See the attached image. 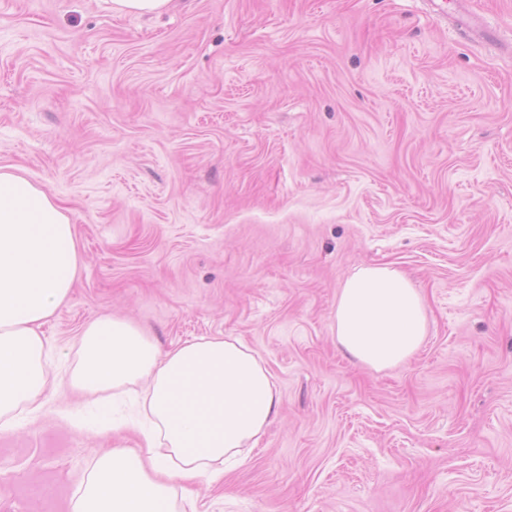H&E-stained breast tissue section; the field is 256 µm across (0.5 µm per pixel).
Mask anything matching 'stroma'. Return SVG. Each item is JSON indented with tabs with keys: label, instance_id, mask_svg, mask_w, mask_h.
Masks as SVG:
<instances>
[{
	"label": "stroma",
	"instance_id": "obj_1",
	"mask_svg": "<svg viewBox=\"0 0 512 512\" xmlns=\"http://www.w3.org/2000/svg\"><path fill=\"white\" fill-rule=\"evenodd\" d=\"M0 0V165L73 216L80 273L44 326L78 362L108 312L162 350L239 338L280 413L198 512H512V0ZM387 265L427 337L349 360L341 284ZM0 436V512H71L108 434L49 373ZM113 12L135 17L155 16L166 12L172 0H110Z\"/></svg>",
	"mask_w": 512,
	"mask_h": 512
}]
</instances>
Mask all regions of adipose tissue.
<instances>
[{
	"label": "adipose tissue",
	"mask_w": 512,
	"mask_h": 512,
	"mask_svg": "<svg viewBox=\"0 0 512 512\" xmlns=\"http://www.w3.org/2000/svg\"><path fill=\"white\" fill-rule=\"evenodd\" d=\"M80 269L68 209L20 169L0 166V435L44 414L56 349L43 325L68 301ZM337 345L376 371L407 363L427 335L424 299L390 266L360 269L341 286ZM70 384L103 398L139 388L149 428L135 447L97 458L72 512H186L192 485L218 486L279 415L270 371L241 341L202 337L160 352L151 333L102 314L87 322Z\"/></svg>",
	"instance_id": "adipose-tissue-1"
}]
</instances>
